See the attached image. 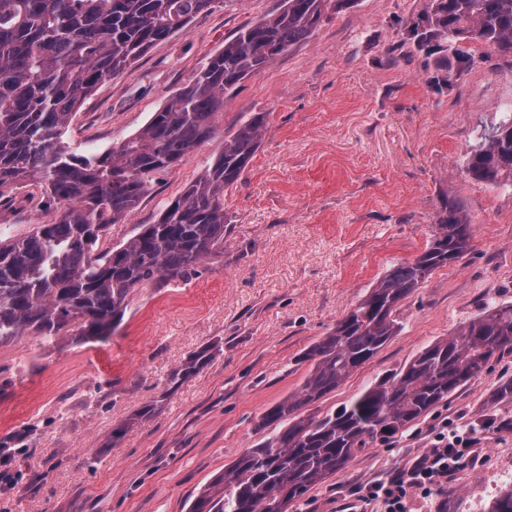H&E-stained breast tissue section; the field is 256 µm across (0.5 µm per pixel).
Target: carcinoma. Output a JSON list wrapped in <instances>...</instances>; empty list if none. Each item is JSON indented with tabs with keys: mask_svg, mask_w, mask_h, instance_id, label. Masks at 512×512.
<instances>
[{
	"mask_svg": "<svg viewBox=\"0 0 512 512\" xmlns=\"http://www.w3.org/2000/svg\"><path fill=\"white\" fill-rule=\"evenodd\" d=\"M214 3L0 0V190L32 182L60 205L52 223L23 237L0 238V346L23 336L98 341L124 318L135 289L186 282L198 267L224 255V190L240 179L261 145L265 112L224 137L213 163L156 223L112 249L99 248V241L139 206L156 175L215 135L224 96L309 38L335 7L333 0H284L277 13L225 41L189 85L118 146L78 154L63 141L71 115L99 82L122 74ZM409 35L418 49L441 53L434 82L446 85L473 63L470 40L512 55V0H429ZM465 171L490 185L512 179L511 112L470 151ZM472 237L461 201L444 202L426 249L387 270L302 353L310 369L301 388L260 417L258 427L273 430L200 489L189 512H280L281 503L302 498L357 454L428 415L492 358L512 353V304L494 306L350 403L322 416L300 413L397 335L400 302L435 270L458 262ZM221 352L218 341L192 352L170 372L166 390L113 428L112 438L150 417Z\"/></svg>",
	"mask_w": 512,
	"mask_h": 512,
	"instance_id": "carcinoma-1",
	"label": "carcinoma"
}]
</instances>
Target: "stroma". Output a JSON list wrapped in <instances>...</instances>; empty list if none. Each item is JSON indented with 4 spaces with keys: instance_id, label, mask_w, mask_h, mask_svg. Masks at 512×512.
Listing matches in <instances>:
<instances>
[{
    "instance_id": "obj_1",
    "label": "stroma",
    "mask_w": 512,
    "mask_h": 512,
    "mask_svg": "<svg viewBox=\"0 0 512 512\" xmlns=\"http://www.w3.org/2000/svg\"><path fill=\"white\" fill-rule=\"evenodd\" d=\"M429 0H338L308 39L224 98L215 136L161 173L137 209L113 225L115 247L155 223L199 178L227 132L267 115L262 144L224 193V256L191 281L135 289L106 341L23 337L0 347V442L14 448L21 490L0 512H188L199 489L264 437L260 415L297 391L299 355L325 336L392 265L414 260L443 201L459 199L471 247L438 269L396 312L394 336L304 414L341 407L492 306L512 303V186L468 177L465 160L512 103V59L472 43L473 65L448 86L415 50L409 29ZM281 0H220L97 85L73 113L66 141L101 153L136 134L225 40ZM56 214L43 188L0 195V231L28 234ZM223 351L167 391L169 373L212 341ZM512 354L388 444L294 502L288 512H381L365 487L387 483L439 433L476 425L472 461L440 493L411 494L412 512H489L512 481L506 454L512 402L491 406ZM162 408L121 438L112 429L156 397ZM100 461L90 465V454Z\"/></svg>"
}]
</instances>
